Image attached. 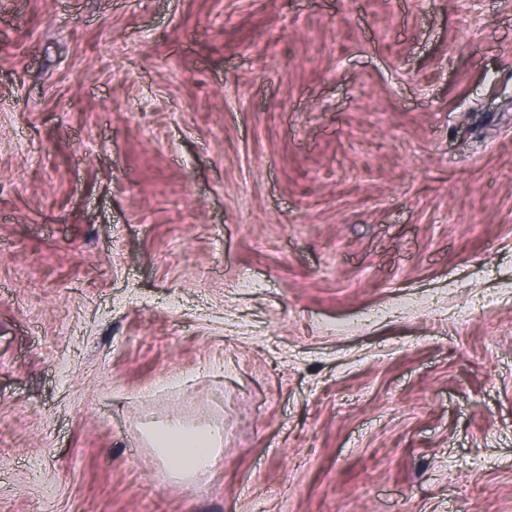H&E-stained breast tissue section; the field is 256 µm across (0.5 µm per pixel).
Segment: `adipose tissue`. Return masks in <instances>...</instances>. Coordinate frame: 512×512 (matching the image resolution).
Returning <instances> with one entry per match:
<instances>
[{"mask_svg":"<svg viewBox=\"0 0 512 512\" xmlns=\"http://www.w3.org/2000/svg\"><path fill=\"white\" fill-rule=\"evenodd\" d=\"M147 437L158 457L180 477L206 469L224 443L222 427L196 425L178 416L151 427Z\"/></svg>","mask_w":512,"mask_h":512,"instance_id":"ef3b65f1","label":"adipose tissue"}]
</instances>
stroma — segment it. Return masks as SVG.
Instances as JSON below:
<instances>
[{
  "instance_id": "obj_1",
  "label": "stroma",
  "mask_w": 512,
  "mask_h": 512,
  "mask_svg": "<svg viewBox=\"0 0 512 512\" xmlns=\"http://www.w3.org/2000/svg\"><path fill=\"white\" fill-rule=\"evenodd\" d=\"M0 512H512V0H0ZM147 437L158 457L175 475L190 477L206 469L223 450L224 428L196 425L173 416L151 427Z\"/></svg>"
}]
</instances>
